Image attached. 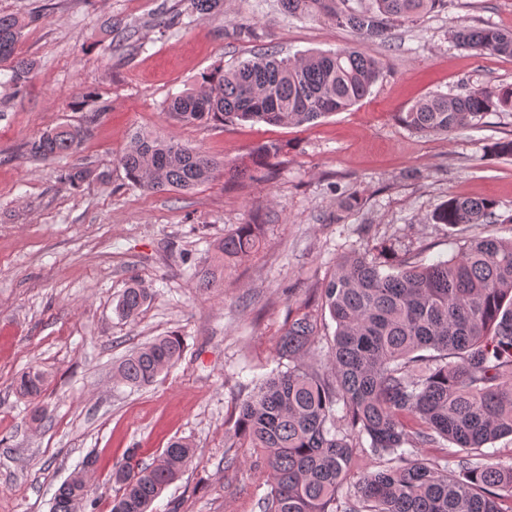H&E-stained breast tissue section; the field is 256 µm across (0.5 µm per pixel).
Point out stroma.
Returning <instances> with one entry per match:
<instances>
[{
    "instance_id": "stroma-1",
    "label": "stroma",
    "mask_w": 512,
    "mask_h": 512,
    "mask_svg": "<svg viewBox=\"0 0 512 512\" xmlns=\"http://www.w3.org/2000/svg\"><path fill=\"white\" fill-rule=\"evenodd\" d=\"M184 0H0L23 23L19 56L34 70L14 90L0 67V512H50L59 486L97 457L95 512L127 449L149 462L187 438L197 456L150 512H262L263 463L232 447L236 405L277 366L276 341L296 316L322 317L320 290L337 257L387 243L425 263L474 235L431 222L449 197L497 201L480 231L512 238V112H490L451 136L420 135L396 118L420 98L512 85V58L454 43L463 26L512 29V0H448L383 39L284 14L278 0H219L190 25ZM358 43L382 61L363 102L301 126L185 124L165 107L204 72L266 51L288 58ZM63 124L87 134L69 155L43 159L31 142ZM195 147L219 165L279 154L242 178L216 173L190 191L133 185L120 158L136 136ZM89 170L80 185L71 168ZM360 204L343 208L347 195ZM261 225L248 257L226 262L200 290L213 246ZM138 278L152 297L136 320L115 312ZM181 362L153 384L116 382L113 369L161 336ZM46 374L45 419L14 390L28 367ZM234 457L226 466L225 457Z\"/></svg>"
}]
</instances>
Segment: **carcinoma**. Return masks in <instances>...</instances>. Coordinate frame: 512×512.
Here are the masks:
<instances>
[{"instance_id": "1", "label": "carcinoma", "mask_w": 512, "mask_h": 512, "mask_svg": "<svg viewBox=\"0 0 512 512\" xmlns=\"http://www.w3.org/2000/svg\"><path fill=\"white\" fill-rule=\"evenodd\" d=\"M291 16L347 27L366 39L414 22L447 0H279ZM217 0H187L184 14H205ZM23 25L0 14V63H11L9 83L26 86L32 64L17 57ZM453 41L477 55L512 58V30L494 26L452 31ZM383 64L357 44L335 51L280 59L259 54L203 74L196 89L172 98L167 111L183 123L263 121L303 125L362 102ZM489 112H512V86L476 87L460 95L431 94L400 113V122L423 135H451ZM84 136L58 126L31 143L39 156H64ZM127 178L152 191L191 190L218 168L200 150L174 141L138 137L121 156ZM497 203L450 197L431 220L454 227L479 225ZM257 224H243L216 245L217 259L241 258L259 244ZM394 247L341 254L321 288L322 307L335 323L324 358L315 357L317 321L294 319L278 339L280 363L237 407L232 448H251L266 463L269 491L263 512H509L512 461L470 451L512 436V238L479 236L432 264L402 258ZM151 294L140 283L126 288L117 314L135 320ZM177 335L155 339L116 367L122 383H153L182 359ZM45 373L30 367L15 381L17 395L42 419ZM343 415L336 417V407ZM346 424H341V421ZM371 452L397 465L365 473L344 500L347 479L362 439ZM451 442L455 468L421 458L418 448ZM136 449L111 474L110 512H148L151 503L196 457L185 439L172 441L151 463ZM58 488L52 512L95 506L85 475Z\"/></svg>"}]
</instances>
